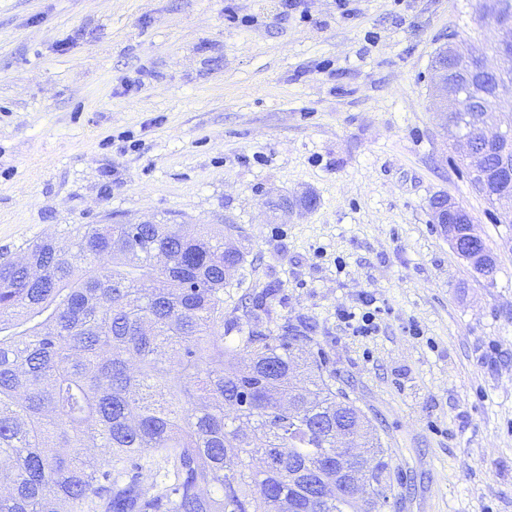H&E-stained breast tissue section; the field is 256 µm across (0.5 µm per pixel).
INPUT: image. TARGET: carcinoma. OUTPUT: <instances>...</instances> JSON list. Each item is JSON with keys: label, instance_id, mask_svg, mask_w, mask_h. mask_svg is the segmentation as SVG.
<instances>
[{"label": "carcinoma", "instance_id": "obj_1", "mask_svg": "<svg viewBox=\"0 0 512 512\" xmlns=\"http://www.w3.org/2000/svg\"><path fill=\"white\" fill-rule=\"evenodd\" d=\"M512 78L462 93L475 133ZM244 253L209 224H82L0 261V512H380L389 449L307 361L311 330L264 331V293L224 315ZM236 333V345L224 336ZM371 461L372 497L320 499L336 420ZM167 479L142 484L141 460Z\"/></svg>", "mask_w": 512, "mask_h": 512}]
</instances>
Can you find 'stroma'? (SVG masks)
<instances>
[{
    "instance_id": "35a3bbf8",
    "label": "stroma",
    "mask_w": 512,
    "mask_h": 512,
    "mask_svg": "<svg viewBox=\"0 0 512 512\" xmlns=\"http://www.w3.org/2000/svg\"><path fill=\"white\" fill-rule=\"evenodd\" d=\"M454 36L499 32L478 0H0V253L67 224L223 226L245 255L225 310L272 286L271 329L315 325L390 450L382 512H512V224L432 109ZM438 194L494 281L432 224ZM379 312V306L374 307L372 310L369 308L367 311L359 313L358 317L355 312H345L343 313V320L348 328L352 329L353 334L367 336L376 329L374 320L376 319V314Z\"/></svg>"
}]
</instances>
